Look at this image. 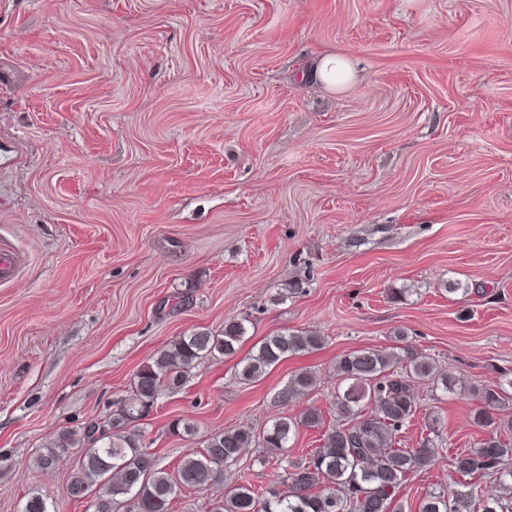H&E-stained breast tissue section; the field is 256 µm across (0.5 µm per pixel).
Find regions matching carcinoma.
Wrapping results in <instances>:
<instances>
[{
  "label": "carcinoma",
  "instance_id": "cac0c4a2",
  "mask_svg": "<svg viewBox=\"0 0 512 512\" xmlns=\"http://www.w3.org/2000/svg\"><path fill=\"white\" fill-rule=\"evenodd\" d=\"M245 334L244 320L229 319L222 332L198 329L172 340L136 372L130 395L119 410L101 424L62 433L37 456V467L51 469L61 456L74 451L76 468L68 484L72 498L82 499L98 485L114 504L126 495L136 497L137 512H171L178 488L203 489L220 482L224 467L238 462L243 450L255 442L250 429L212 434L203 450L188 451L170 474L158 467L154 453L143 448L130 425L144 417L165 392L180 388L198 364L235 354ZM324 341L325 336L312 330L267 336L256 353L243 360L239 378L256 382L283 359L315 350ZM336 377L342 388L336 393V419L325 430L320 448L305 459L279 458L285 472L281 490L263 495L251 483H239L224 497L222 512H390L406 475L434 461L432 449L442 446L436 416L431 417L418 447H400L402 431L419 409L416 384L440 385L445 391L452 386L449 378L438 374L433 359L408 347L401 355L364 348L336 361ZM313 387V373L299 372L278 392V401L286 405ZM477 398L475 424L490 427L496 411L512 402V376L501 375L479 389ZM321 424L323 415L315 409L294 420L280 417L263 433L261 447L281 451L298 426ZM511 459V442L496 433L486 436L453 460L454 470L471 481L462 484L460 491L425 492L418 512H512V470L502 469ZM493 474L498 475L505 495H484L480 480Z\"/></svg>",
  "mask_w": 512,
  "mask_h": 512
}]
</instances>
